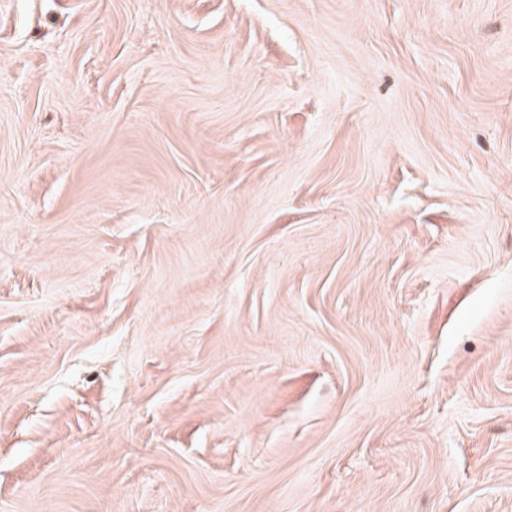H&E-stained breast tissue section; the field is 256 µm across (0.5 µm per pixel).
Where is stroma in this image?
<instances>
[{"label":"stroma","instance_id":"1","mask_svg":"<svg viewBox=\"0 0 512 512\" xmlns=\"http://www.w3.org/2000/svg\"><path fill=\"white\" fill-rule=\"evenodd\" d=\"M0 512H512V0H0Z\"/></svg>","mask_w":512,"mask_h":512}]
</instances>
